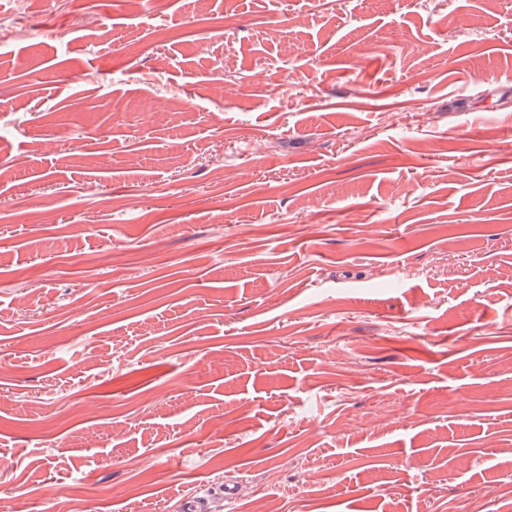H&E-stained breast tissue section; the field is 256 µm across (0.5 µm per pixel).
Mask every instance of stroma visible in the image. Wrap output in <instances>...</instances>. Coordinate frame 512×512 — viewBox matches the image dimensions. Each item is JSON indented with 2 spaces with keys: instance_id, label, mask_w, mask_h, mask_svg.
Instances as JSON below:
<instances>
[{
  "instance_id": "1",
  "label": "stroma",
  "mask_w": 512,
  "mask_h": 512,
  "mask_svg": "<svg viewBox=\"0 0 512 512\" xmlns=\"http://www.w3.org/2000/svg\"><path fill=\"white\" fill-rule=\"evenodd\" d=\"M59 5L0 0L12 512H512V0Z\"/></svg>"
}]
</instances>
